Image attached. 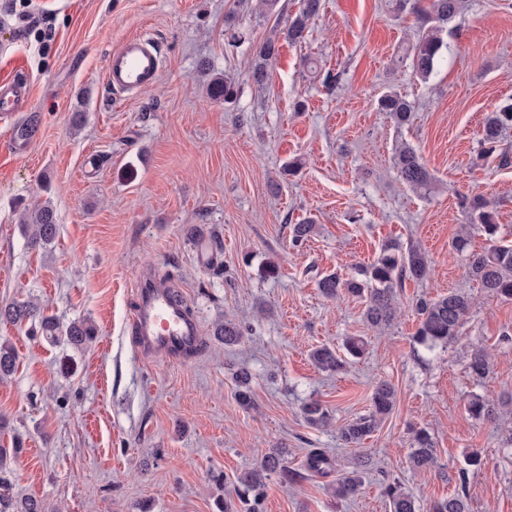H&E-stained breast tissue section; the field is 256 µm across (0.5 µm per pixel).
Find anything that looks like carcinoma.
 Listing matches in <instances>:
<instances>
[{"instance_id":"cac0c4a2","label":"carcinoma","mask_w":512,"mask_h":512,"mask_svg":"<svg viewBox=\"0 0 512 512\" xmlns=\"http://www.w3.org/2000/svg\"><path fill=\"white\" fill-rule=\"evenodd\" d=\"M389 5L397 14H414L421 22L420 35L411 49V67L416 76L426 81L434 75L442 61L443 53L449 49L442 34L452 23L462 8V0H390ZM321 0H300L298 12L288 19V25L281 26L275 21L271 35L259 46L251 64L252 77L261 85L268 78V67L279 53V40L292 44L304 40L311 20L318 16ZM213 100L231 103L236 99L238 90L232 81L222 77L213 78L207 87ZM379 109L389 114L394 123L403 127L410 123L413 106L405 97L389 92L378 101ZM512 130V102H505L488 113L483 124L480 140V159L496 161L498 166L512 164V155L501 148L503 136ZM395 167L402 181L413 191L420 194L430 192L433 177L426 168L422 157L410 144L403 142L395 151ZM462 207L469 217V226L486 237V245L479 251L470 249L471 234L459 232L453 240V247L466 254L468 276L478 284L482 292L490 297L512 300V244L501 236V225L497 213L490 202L480 196H464ZM20 224L27 239V246L38 249L51 245L57 235V217L51 203L37 204L33 210L24 213ZM430 274L429 260L419 248L403 250L399 243H385L373 263L359 270L347 279L330 273L318 282V288L328 298L342 293L366 299L364 317L378 329L389 327L396 319L394 303L395 289L407 279L424 280ZM471 308V299L463 294L450 292L433 299L417 301L415 313L419 320L416 332L417 342L433 350L445 348L460 334L466 316ZM0 321L15 325L30 324L31 329L52 343L66 342L80 346L95 336V328L86 321L70 324L60 330L56 319L45 314L38 304L27 301L11 303L0 307ZM215 336L226 345L239 341L241 330L232 321L216 325ZM315 365L330 372L344 369L346 359L335 350L321 346L311 353ZM17 355L12 345L0 344V380L7 379L15 371ZM492 361L488 353L478 349L471 354L468 371L477 381L490 374ZM238 391L236 397L243 406L252 404V391L249 386L250 374L241 370L237 373ZM396 403V392L392 385L381 382L375 386L371 395V409L341 427V439L347 445H357L374 433L384 419L390 415ZM505 401H497L480 394L471 396L467 403L469 415L476 419H488L496 416L498 407ZM306 421L316 427H325L331 422L329 411L322 403L311 400L302 407ZM410 464L417 470L432 469L437 465L434 443L430 433L420 429L414 433L410 453ZM368 461L359 459L352 471L336 479L332 494L344 500L357 495ZM306 471L315 474H328L332 469V460L322 449L312 450L306 459ZM269 473H279L287 478L292 471L281 452L268 454L261 464L238 477L242 487L238 496L239 506L236 512H263L265 479ZM463 486L453 495L436 500L426 506V512H469L468 495ZM390 512H421L413 494L398 482L385 486ZM0 512H46L44 503L33 498L16 499L11 493V482L7 460L0 454Z\"/></svg>"}]
</instances>
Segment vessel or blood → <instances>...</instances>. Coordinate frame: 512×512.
I'll return each mask as SVG.
<instances>
[{"instance_id":"b4317fda","label":"vessel or blood","mask_w":512,"mask_h":512,"mask_svg":"<svg viewBox=\"0 0 512 512\" xmlns=\"http://www.w3.org/2000/svg\"><path fill=\"white\" fill-rule=\"evenodd\" d=\"M162 67L161 55L154 43L142 36L124 39L107 56L106 81L122 92H136L152 86ZM31 104L27 82L13 78L0 80V125L13 132L11 153H19L27 136L19 125V116ZM142 300L129 317L137 347L165 354L182 361L193 356L201 342L197 324L187 314L181 299L175 298L160 280H152L142 289Z\"/></svg>"}]
</instances>
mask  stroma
I'll list each match as a JSON object with an SVG mask.
<instances>
[{
    "label": "stroma",
    "mask_w": 512,
    "mask_h": 512,
    "mask_svg": "<svg viewBox=\"0 0 512 512\" xmlns=\"http://www.w3.org/2000/svg\"><path fill=\"white\" fill-rule=\"evenodd\" d=\"M33 5L53 27L48 47L18 36L14 18L0 27V77L22 74L32 92L23 155L10 153L0 127V306L37 301L60 326L87 319L98 336L76 348L0 323V342L17 352L0 382L14 495L49 512H216L217 500L236 503L238 476L273 449L299 470L320 448L335 472L294 484L270 474L264 512H388L387 479L423 506L462 486L471 512H512V445L498 423L466 410L471 395L512 394V301L486 296L451 246L467 222L458 196L471 192L495 205L512 241V166L476 160L485 114L512 99V0H466L451 51L426 81L411 68L413 16L393 14L389 0H322L305 40L281 44L262 86L249 62L272 22L255 0ZM136 34L155 39L163 61L156 83L130 97L107 87L105 61ZM329 72L339 86L324 85ZM219 75L238 87L232 105L206 94ZM390 89L414 106L401 129L377 108ZM402 141L434 176L429 195L399 178ZM295 159L301 171L284 176ZM37 201L52 203L58 224L39 250L19 223ZM307 217L314 233L293 243L290 225ZM191 224L201 235L187 237ZM388 240L419 246L431 274L398 289V316L378 330L362 300L326 298L318 282L349 277ZM153 275L166 276L200 324L190 360L134 344L128 316ZM451 291L473 300L461 335L427 350L415 340V304ZM226 320L242 330L232 346L213 334ZM350 336L366 350L344 371L312 364V348L339 351ZM477 349L494 363L481 383L467 372ZM241 367L251 374L248 408L235 397ZM381 382L396 391L392 413L360 445H345L340 427L367 413ZM311 400L327 408L329 426L306 422ZM418 428L433 438L434 469L409 463ZM474 449L482 465L469 470ZM362 456L370 465L360 493L335 501L331 485Z\"/></svg>",
    "instance_id": "stroma-1"
}]
</instances>
